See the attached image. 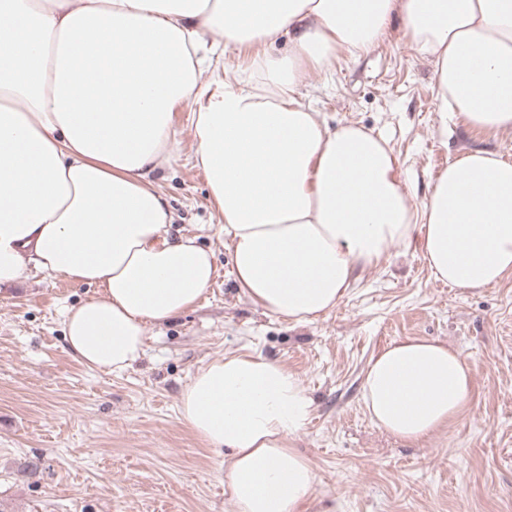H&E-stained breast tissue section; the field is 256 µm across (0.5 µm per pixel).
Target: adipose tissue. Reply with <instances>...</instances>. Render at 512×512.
I'll list each match as a JSON object with an SVG mask.
<instances>
[{
	"label": "adipose tissue",
	"instance_id": "ef3b65f1",
	"mask_svg": "<svg viewBox=\"0 0 512 512\" xmlns=\"http://www.w3.org/2000/svg\"><path fill=\"white\" fill-rule=\"evenodd\" d=\"M396 10L433 66L440 113L512 131V0H0V286L31 266L98 288L67 309L65 339L111 372L141 357L146 324L193 308L214 254L169 235L151 178L172 159L182 107L235 285L263 313L328 314L397 243L452 287L512 276L511 162L461 154L417 203L384 139L330 127L296 98L307 69L369 52ZM286 33L288 54L273 55ZM211 44L254 52L227 80ZM473 373L441 341L398 338L370 357L360 403L417 443L463 414ZM180 414L223 454L235 512H299L314 497L291 439L315 404L282 363L225 354L197 370Z\"/></svg>",
	"mask_w": 512,
	"mask_h": 512
}]
</instances>
